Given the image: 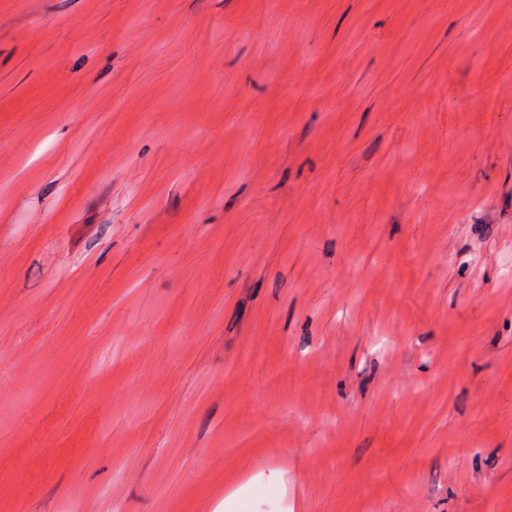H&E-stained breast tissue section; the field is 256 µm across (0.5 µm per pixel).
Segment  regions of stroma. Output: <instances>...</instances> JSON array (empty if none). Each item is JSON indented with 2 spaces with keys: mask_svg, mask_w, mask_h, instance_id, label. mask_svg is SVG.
Instances as JSON below:
<instances>
[{
  "mask_svg": "<svg viewBox=\"0 0 512 512\" xmlns=\"http://www.w3.org/2000/svg\"><path fill=\"white\" fill-rule=\"evenodd\" d=\"M512 0H0V512H512Z\"/></svg>",
  "mask_w": 512,
  "mask_h": 512,
  "instance_id": "1",
  "label": "stroma"
}]
</instances>
